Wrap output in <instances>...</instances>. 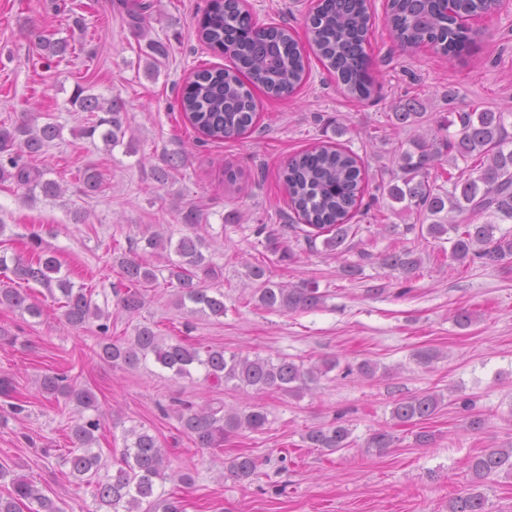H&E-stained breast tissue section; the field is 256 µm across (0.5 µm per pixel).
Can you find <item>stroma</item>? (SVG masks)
Segmentation results:
<instances>
[{
	"label": "stroma",
	"instance_id": "1",
	"mask_svg": "<svg viewBox=\"0 0 512 512\" xmlns=\"http://www.w3.org/2000/svg\"><path fill=\"white\" fill-rule=\"evenodd\" d=\"M147 5L140 36L131 13ZM258 25H288L307 46L305 23L315 0H248ZM373 26L365 45L377 84L368 100L346 97L334 75L311 60L309 75L295 95L272 98L256 92L253 132L221 143L199 137L179 107L187 77L201 66H230L198 38L209 0H0V129L21 121L61 128L44 154L28 165L41 180L60 183L59 197H44L39 185L0 183V236L9 254L24 253L31 234L61 264L74 285L108 291L118 284L115 245H127L157 228L181 237L183 211L200 215L196 229L219 268L210 288L224 293V315L186 317L165 284L151 288L141 317L162 336L224 347L226 352L286 357L304 365L336 360L337 366L310 391L257 394L204 381L202 373L176 378L155 365L116 369L97 354V330L70 327L45 288L30 299L42 314L0 307V377L12 379L24 415L11 414L0 396V465L34 479L44 493L62 501L65 512H93L91 489L69 474L62 458L77 420L72 403L40 390L43 375L68 372L77 388L90 391L102 415L97 447L104 462L123 446V427L144 425L169 451L170 469L192 470L189 486L177 490L185 512H448V500L468 485L470 459L487 448L512 446V258L459 267L447 241L420 235L416 214L387 198L365 196L367 214L354 218L347 249L329 254L312 249L288 228V198L280 172L288 158L345 130L342 144L360 157L369 185L388 178L402 149L448 113L479 108L512 112V0H499L487 14L467 19L473 41L457 56L423 45L397 49L384 23V0H371ZM164 43L150 53L148 39ZM43 39L63 41L65 55L45 58ZM118 101L125 137L115 147L83 135L85 113L71 98L76 87ZM415 101L420 125L394 128L391 112ZM184 163L166 182L155 169L167 157ZM99 174L98 192L83 191L85 170ZM237 181L228 184V172ZM266 234H257L259 225ZM408 249L420 258L411 279L380 263L381 255ZM260 264L270 281L316 286L318 308L296 313L256 306L255 281L247 268ZM357 264V277L345 276ZM471 326L458 327L460 310ZM422 348L439 356L427 365L414 354ZM368 360L375 377L347 374ZM444 396L445 406L426 427L435 436L426 447L415 428L391 417L397 401L424 393ZM485 420L466 430L462 399ZM241 410L265 406L269 423L244 431L220 448H199L183 433L173 412L176 400ZM343 416L354 444L333 454L308 447L314 427ZM396 436L383 455L367 453L375 432ZM263 462L259 479L237 481L225 464L238 454Z\"/></svg>",
	"mask_w": 512,
	"mask_h": 512
}]
</instances>
